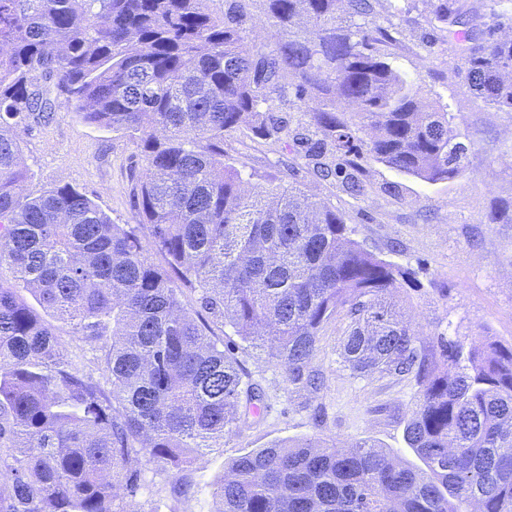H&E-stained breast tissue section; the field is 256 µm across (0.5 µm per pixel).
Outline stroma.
Returning <instances> with one entry per match:
<instances>
[{
  "instance_id": "stroma-1",
  "label": "stroma",
  "mask_w": 512,
  "mask_h": 512,
  "mask_svg": "<svg viewBox=\"0 0 512 512\" xmlns=\"http://www.w3.org/2000/svg\"><path fill=\"white\" fill-rule=\"evenodd\" d=\"M398 42L390 61L422 90L426 101L445 106L462 134L472 139L466 171L449 182L427 184L381 163L360 159L364 195L352 197L332 181L316 179L283 143L254 137L247 128L225 134L224 158L259 187L293 186L341 212L353 237L376 257L414 274L393 295L422 338L442 335L464 347L494 342L512 349V224H490L488 212L512 206V112L476 99L461 72L454 43L425 42L429 0H391ZM25 194L60 185L86 193L116 224L138 220L134 195L142 172L139 151L128 136L85 122L73 107L59 105L52 119L20 131ZM338 315L323 331L312 361L326 381L314 398L296 394L284 366L265 353L235 345V355L265 392L266 411L246 416L223 447L200 456L172 478L142 464L144 487L135 512H215L213 492L232 458L286 439L320 437L349 446L371 439L406 461L404 428L418 399L413 377L351 375L336 345L345 325Z\"/></svg>"
}]
</instances>
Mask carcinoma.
<instances>
[{
    "mask_svg": "<svg viewBox=\"0 0 512 512\" xmlns=\"http://www.w3.org/2000/svg\"><path fill=\"white\" fill-rule=\"evenodd\" d=\"M205 2L0 0V274L13 280L0 282V512H135L142 459L182 492L179 474L265 401L211 323L316 395L311 361L343 309L353 374L414 375L404 440L424 467L370 440L275 441L228 463L216 512H512V350L424 342L391 302L410 271L366 251L335 209L250 187L224 162V134L243 124L288 138L274 112L292 96L309 127L290 149L319 179L364 193L366 154L435 184L465 173L453 116L386 61L398 30L383 0H224L222 18ZM431 3L425 20L458 45L473 93L512 112V15L488 25L468 0ZM61 99L140 150L138 223H113L71 186L23 193L17 129ZM27 293L94 368L73 364Z\"/></svg>",
    "mask_w": 512,
    "mask_h": 512,
    "instance_id": "cac0c4a2",
    "label": "carcinoma"
}]
</instances>
